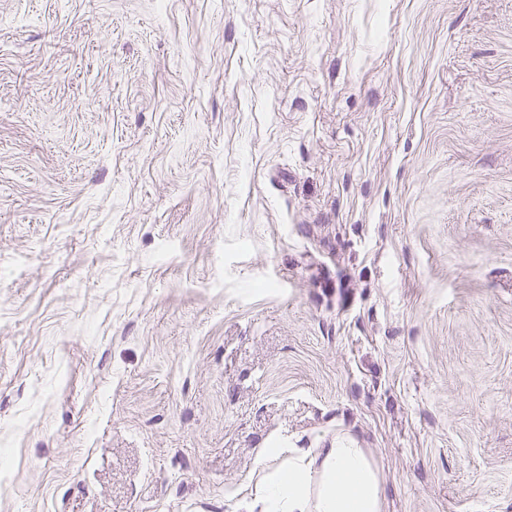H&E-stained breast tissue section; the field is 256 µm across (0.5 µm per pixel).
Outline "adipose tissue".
<instances>
[{"label": "adipose tissue", "mask_w": 512, "mask_h": 512, "mask_svg": "<svg viewBox=\"0 0 512 512\" xmlns=\"http://www.w3.org/2000/svg\"><path fill=\"white\" fill-rule=\"evenodd\" d=\"M287 467L269 473L259 501L241 500V512H384L381 474L368 449L337 438L327 448H271Z\"/></svg>", "instance_id": "obj_1"}]
</instances>
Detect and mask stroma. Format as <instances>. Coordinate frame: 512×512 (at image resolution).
Masks as SVG:
<instances>
[{"label": "stroma", "mask_w": 512, "mask_h": 512, "mask_svg": "<svg viewBox=\"0 0 512 512\" xmlns=\"http://www.w3.org/2000/svg\"><path fill=\"white\" fill-rule=\"evenodd\" d=\"M344 434L512 512V0H0V512Z\"/></svg>", "instance_id": "35a3bbf8"}]
</instances>
